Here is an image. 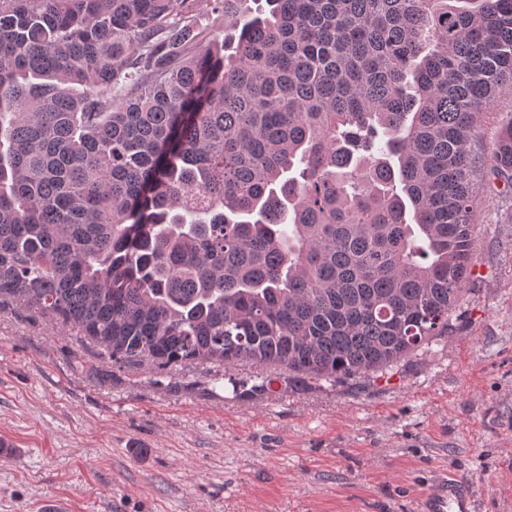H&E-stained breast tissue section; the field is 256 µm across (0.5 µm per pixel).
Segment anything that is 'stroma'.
I'll use <instances>...</instances> for the list:
<instances>
[{"label": "stroma", "instance_id": "1", "mask_svg": "<svg viewBox=\"0 0 512 512\" xmlns=\"http://www.w3.org/2000/svg\"><path fill=\"white\" fill-rule=\"evenodd\" d=\"M457 335L391 378L286 384L281 367L157 370L0 310V512H417L445 473L512 512V193L489 179ZM272 376L235 397L234 384Z\"/></svg>", "mask_w": 512, "mask_h": 512}]
</instances>
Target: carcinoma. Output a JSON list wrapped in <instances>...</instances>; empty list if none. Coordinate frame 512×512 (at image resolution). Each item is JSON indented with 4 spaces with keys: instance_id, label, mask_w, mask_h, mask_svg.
I'll return each instance as SVG.
<instances>
[{
    "instance_id": "1",
    "label": "carcinoma",
    "mask_w": 512,
    "mask_h": 512,
    "mask_svg": "<svg viewBox=\"0 0 512 512\" xmlns=\"http://www.w3.org/2000/svg\"><path fill=\"white\" fill-rule=\"evenodd\" d=\"M192 2L0 0V306L290 383L456 335L512 0Z\"/></svg>"
}]
</instances>
